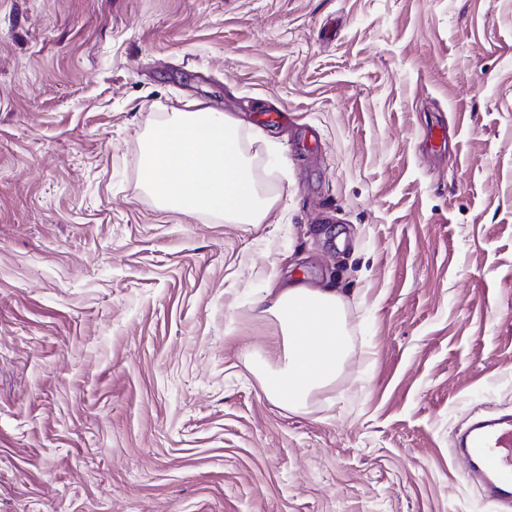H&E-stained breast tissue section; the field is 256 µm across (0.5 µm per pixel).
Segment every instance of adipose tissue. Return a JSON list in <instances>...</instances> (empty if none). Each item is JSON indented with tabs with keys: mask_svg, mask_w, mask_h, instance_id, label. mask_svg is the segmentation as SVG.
Wrapping results in <instances>:
<instances>
[{
	"mask_svg": "<svg viewBox=\"0 0 512 512\" xmlns=\"http://www.w3.org/2000/svg\"><path fill=\"white\" fill-rule=\"evenodd\" d=\"M346 304L335 289L283 287L268 277L254 311L278 328L277 366L257 374L269 399L302 412L315 393L336 383L351 349Z\"/></svg>",
	"mask_w": 512,
	"mask_h": 512,
	"instance_id": "adipose-tissue-1",
	"label": "adipose tissue"
}]
</instances>
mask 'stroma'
Segmentation results:
<instances>
[{"mask_svg": "<svg viewBox=\"0 0 512 512\" xmlns=\"http://www.w3.org/2000/svg\"><path fill=\"white\" fill-rule=\"evenodd\" d=\"M193 100L235 117L265 223L142 189ZM274 270L348 301L343 375L299 413L254 373ZM488 410L512 0H0V512H492L451 451Z\"/></svg>", "mask_w": 512, "mask_h": 512, "instance_id": "35a3bbf8", "label": "stroma"}]
</instances>
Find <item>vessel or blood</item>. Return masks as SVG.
<instances>
[{"mask_svg":"<svg viewBox=\"0 0 512 512\" xmlns=\"http://www.w3.org/2000/svg\"><path fill=\"white\" fill-rule=\"evenodd\" d=\"M454 451L465 464V481L477 482L500 512H512V414L480 415L459 436Z\"/></svg>","mask_w":512,"mask_h":512,"instance_id":"1","label":"vessel or blood"}]
</instances>
